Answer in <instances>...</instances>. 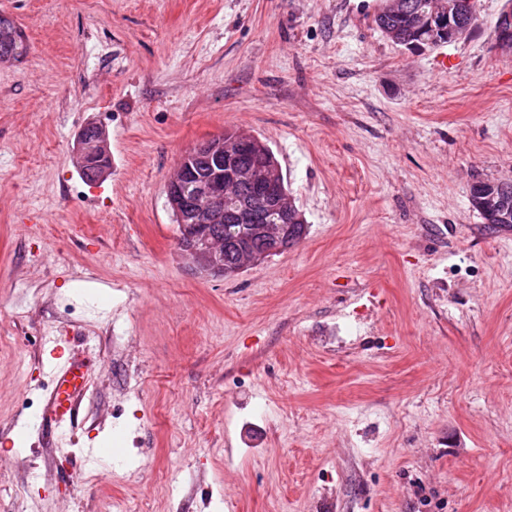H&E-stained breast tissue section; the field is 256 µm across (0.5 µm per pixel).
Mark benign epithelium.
<instances>
[{
  "label": "benign epithelium",
  "mask_w": 512,
  "mask_h": 512,
  "mask_svg": "<svg viewBox=\"0 0 512 512\" xmlns=\"http://www.w3.org/2000/svg\"><path fill=\"white\" fill-rule=\"evenodd\" d=\"M473 11V0H434L428 15L411 16L412 25L418 31L428 30L433 37L430 46L454 41L464 34L465 18ZM496 46L500 50L512 49V10L503 11L496 22ZM255 144L252 135L232 134L229 140L219 137L201 143L194 154L203 155L208 160L209 169L190 180L191 165L184 160L178 173L169 181L170 204L174 207L182 234L179 245L182 256L192 267L201 268L218 276H231L239 273L245 263L261 260L256 254H248L246 262H239L228 268L224 265V254L213 247V225L222 224L229 218L243 224L258 223L257 207H272L280 215L282 223L296 224L300 221L296 208L291 203L287 191L282 187L278 170L269 166H243L241 155ZM76 156L82 165L104 177L109 171V155L105 135L100 127L89 133L83 129L77 139ZM241 180L248 181L251 200L233 215L224 213L225 186ZM268 247L265 254L272 255L287 247L281 226L264 227Z\"/></svg>",
  "instance_id": "7a95c632"
}]
</instances>
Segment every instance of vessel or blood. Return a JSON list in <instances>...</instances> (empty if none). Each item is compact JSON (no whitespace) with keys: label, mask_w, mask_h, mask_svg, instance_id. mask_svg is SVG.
Returning a JSON list of instances; mask_svg holds the SVG:
<instances>
[{"label":"vessel or blood","mask_w":512,"mask_h":512,"mask_svg":"<svg viewBox=\"0 0 512 512\" xmlns=\"http://www.w3.org/2000/svg\"><path fill=\"white\" fill-rule=\"evenodd\" d=\"M90 359L68 355L52 367L54 387L37 426L65 438L78 422L79 409L89 389Z\"/></svg>","instance_id":"vessel-or-blood-1"}]
</instances>
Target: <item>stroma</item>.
<instances>
[{"mask_svg": "<svg viewBox=\"0 0 512 512\" xmlns=\"http://www.w3.org/2000/svg\"><path fill=\"white\" fill-rule=\"evenodd\" d=\"M381 3L0 0L28 44L0 66V431L29 430L0 440V512H512V231L469 202L512 180L507 0L422 51L380 33ZM237 130L308 232L214 277L165 190ZM51 337L94 363L57 448L34 427ZM85 126L79 133L77 139L76 156L85 168L94 171L99 178L104 177L110 170L107 143L103 130L94 126V132L88 133ZM84 169L82 175L87 181H96V175Z\"/></svg>", "mask_w": 512, "mask_h": 512, "instance_id": "35a3bbf8", "label": "stroma"}]
</instances>
